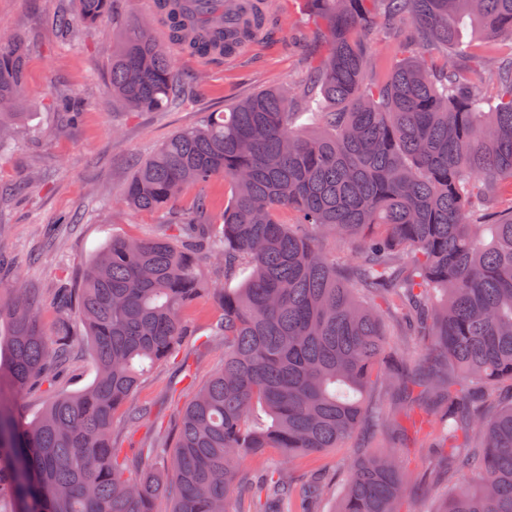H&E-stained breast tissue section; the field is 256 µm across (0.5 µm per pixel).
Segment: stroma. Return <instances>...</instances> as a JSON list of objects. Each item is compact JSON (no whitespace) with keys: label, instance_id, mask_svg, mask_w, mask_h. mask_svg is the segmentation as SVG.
Instances as JSON below:
<instances>
[{"label":"stroma","instance_id":"1","mask_svg":"<svg viewBox=\"0 0 512 512\" xmlns=\"http://www.w3.org/2000/svg\"><path fill=\"white\" fill-rule=\"evenodd\" d=\"M153 0H114L97 26L73 24L58 33L54 21L73 11V0H0V35L21 34L29 48L26 99L29 117L19 126L11 153L0 160V262L21 287L42 299L46 328L58 319L52 294L59 281L78 286L81 268L115 237L160 235L159 214L126 207L123 193L138 165L181 128L207 113L221 112L259 90L302 80L327 52L314 41L313 26L302 27L303 42L293 38V22L302 17L299 0H276L280 24L230 58L199 57L170 47L183 88L179 102L166 112H135L114 101L109 89L112 35L132 16L153 18ZM66 92L81 114L61 126L55 109L57 92ZM63 214L78 215L75 224L59 223ZM220 309L211 298L189 307L184 319L192 331L177 355L154 367L137 386L134 407L146 410L143 422L122 426L114 444L139 452L148 465L171 454L181 410L198 388L224 364V343L212 337ZM73 377L54 391L31 389L9 394L10 403L34 418L53 395L74 393L93 382L91 356L78 350ZM374 408L396 417L395 446L411 486L402 512H439L450 491L435 466L442 425L422 406L390 393L372 391ZM381 428L368 416L361 430L338 447L300 456L287 463L296 482L320 473L343 481L351 463L379 449Z\"/></svg>","mask_w":512,"mask_h":512}]
</instances>
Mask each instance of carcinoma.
I'll use <instances>...</instances> for the list:
<instances>
[{
    "label": "carcinoma",
    "instance_id": "carcinoma-1",
    "mask_svg": "<svg viewBox=\"0 0 512 512\" xmlns=\"http://www.w3.org/2000/svg\"><path fill=\"white\" fill-rule=\"evenodd\" d=\"M86 25L112 0H75ZM170 38L197 55L228 56L265 30L264 0H155ZM329 50L303 81L263 89L166 139L137 167L126 206L159 211L171 233L112 241L88 260L79 301L60 288L58 325L18 284L7 322L0 391H24L68 370L83 344L96 364L82 391L34 419L0 400V496L12 512H233L239 463L263 448L283 461L334 448L361 427L371 388L431 399L443 423L439 470L461 479L440 512H512V56L477 62L512 41V0H308ZM381 27L399 59L378 79L365 35ZM28 49L0 39V148L25 118ZM112 98L160 112L182 94L152 25L131 24L112 48ZM221 176L220 219L207 196L172 208L183 188ZM289 211L295 222L286 224ZM358 245L339 266L319 247ZM244 275L211 287L199 256ZM222 311L224 367L179 417L168 475L128 473L113 444L118 412L140 418L132 393L191 335L182 311L205 296ZM440 358L425 374L383 361L384 317ZM78 317L80 340L69 330ZM243 512H320L323 476L295 487L277 465L255 478ZM408 483L396 452L358 459L334 512H401Z\"/></svg>",
    "mask_w": 512,
    "mask_h": 512
}]
</instances>
